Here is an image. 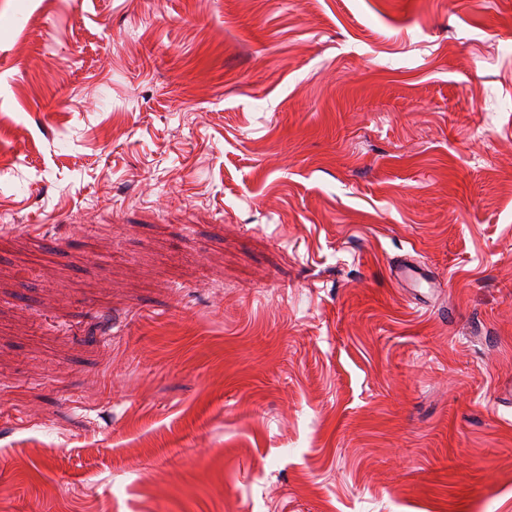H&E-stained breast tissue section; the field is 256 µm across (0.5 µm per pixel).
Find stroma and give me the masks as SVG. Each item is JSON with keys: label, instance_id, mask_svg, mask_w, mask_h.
I'll return each mask as SVG.
<instances>
[{"label": "stroma", "instance_id": "stroma-1", "mask_svg": "<svg viewBox=\"0 0 512 512\" xmlns=\"http://www.w3.org/2000/svg\"><path fill=\"white\" fill-rule=\"evenodd\" d=\"M1 112L0 512H512V0H0ZM393 276L414 292H418L417 286L423 282H429L426 269L413 259L403 258L398 260L393 268Z\"/></svg>", "mask_w": 512, "mask_h": 512}]
</instances>
